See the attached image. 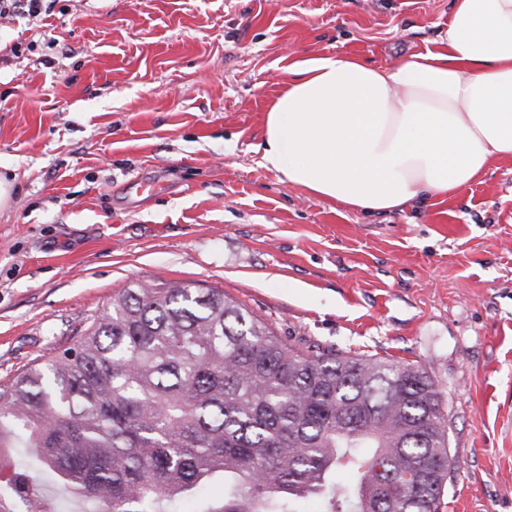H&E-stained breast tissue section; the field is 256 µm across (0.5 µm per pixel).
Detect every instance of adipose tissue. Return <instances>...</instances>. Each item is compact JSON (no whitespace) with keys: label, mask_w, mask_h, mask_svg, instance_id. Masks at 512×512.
<instances>
[{"label":"adipose tissue","mask_w":512,"mask_h":512,"mask_svg":"<svg viewBox=\"0 0 512 512\" xmlns=\"http://www.w3.org/2000/svg\"><path fill=\"white\" fill-rule=\"evenodd\" d=\"M292 74L261 162L345 209L445 198L512 159V0H456L437 48L394 65L317 55Z\"/></svg>","instance_id":"ef3b65f1"}]
</instances>
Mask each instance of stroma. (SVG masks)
Listing matches in <instances>:
<instances>
[{
  "instance_id": "35a3bbf8",
  "label": "stroma",
  "mask_w": 512,
  "mask_h": 512,
  "mask_svg": "<svg viewBox=\"0 0 512 512\" xmlns=\"http://www.w3.org/2000/svg\"><path fill=\"white\" fill-rule=\"evenodd\" d=\"M454 0H58L0 20V387L131 283L218 288L299 349L392 356L438 383L439 512H512V160L445 201L366 214L261 163L307 56L391 65ZM163 183L133 197L125 183Z\"/></svg>"
}]
</instances>
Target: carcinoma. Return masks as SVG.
I'll use <instances>...</instances> for the list:
<instances>
[{
  "instance_id": "cac0c4a2",
  "label": "carcinoma",
  "mask_w": 512,
  "mask_h": 512,
  "mask_svg": "<svg viewBox=\"0 0 512 512\" xmlns=\"http://www.w3.org/2000/svg\"><path fill=\"white\" fill-rule=\"evenodd\" d=\"M12 448L86 512H439L455 470L420 366L295 350L224 291L172 283L121 289L0 388L1 462ZM52 509L30 471L0 482V512Z\"/></svg>"
}]
</instances>
